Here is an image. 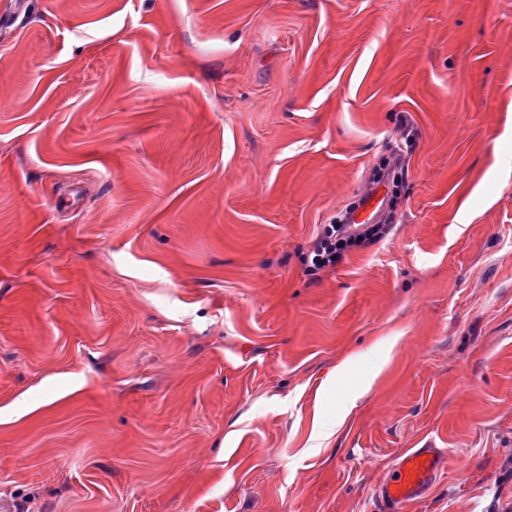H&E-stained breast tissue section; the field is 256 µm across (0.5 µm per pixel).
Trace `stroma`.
<instances>
[{"label":"stroma","instance_id":"1","mask_svg":"<svg viewBox=\"0 0 512 512\" xmlns=\"http://www.w3.org/2000/svg\"><path fill=\"white\" fill-rule=\"evenodd\" d=\"M418 131L388 241L301 255ZM493 512L512 0H0V499ZM442 456L444 452L440 448L407 452L392 466L377 491L383 510L379 512L394 511L420 498L430 487Z\"/></svg>","mask_w":512,"mask_h":512}]
</instances>
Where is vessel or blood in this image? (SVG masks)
Listing matches in <instances>:
<instances>
[{
  "label": "vessel or blood",
  "instance_id": "obj_1",
  "mask_svg": "<svg viewBox=\"0 0 512 512\" xmlns=\"http://www.w3.org/2000/svg\"><path fill=\"white\" fill-rule=\"evenodd\" d=\"M442 455L439 448H419L394 464L377 491L383 512H397L420 498L430 487Z\"/></svg>",
  "mask_w": 512,
  "mask_h": 512
}]
</instances>
